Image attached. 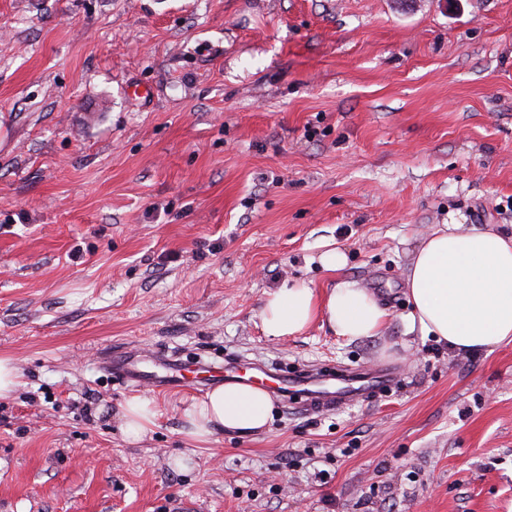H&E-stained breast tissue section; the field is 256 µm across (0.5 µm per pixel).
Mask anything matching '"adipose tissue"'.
<instances>
[{
	"label": "adipose tissue",
	"mask_w": 512,
	"mask_h": 512,
	"mask_svg": "<svg viewBox=\"0 0 512 512\" xmlns=\"http://www.w3.org/2000/svg\"><path fill=\"white\" fill-rule=\"evenodd\" d=\"M406 286L411 323L449 350L490 351L512 343V236L442 225L415 250ZM387 317L375 295L352 280L339 281L321 298L306 283H285L267 293L260 311L262 329L273 338L301 335L321 318L335 335L355 340L377 335ZM272 411L266 389L237 382L214 387L185 414L191 438L204 442L218 429L240 435L263 430Z\"/></svg>",
	"instance_id": "obj_1"
}]
</instances>
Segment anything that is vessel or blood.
I'll use <instances>...</instances> for the list:
<instances>
[{
	"instance_id": "b4317fda",
	"label": "vessel or blood",
	"mask_w": 512,
	"mask_h": 512,
	"mask_svg": "<svg viewBox=\"0 0 512 512\" xmlns=\"http://www.w3.org/2000/svg\"><path fill=\"white\" fill-rule=\"evenodd\" d=\"M104 364L136 389L185 388L191 384L188 369L180 360L165 356L149 358L133 348L113 352ZM200 369L204 374L202 384L206 387L242 379L238 365L232 363L221 366L204 363ZM393 377V370L386 367L367 372L358 369H346L338 374L278 371L273 375L275 393L287 399H297L306 412L332 410L376 396L390 385Z\"/></svg>"
}]
</instances>
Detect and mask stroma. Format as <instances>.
<instances>
[{"label": "stroma", "mask_w": 512, "mask_h": 512, "mask_svg": "<svg viewBox=\"0 0 512 512\" xmlns=\"http://www.w3.org/2000/svg\"><path fill=\"white\" fill-rule=\"evenodd\" d=\"M440 224L512 235V0H0V512H512V343L409 327ZM343 279L378 335H264L268 292ZM127 346L398 378L199 443L202 392L131 390ZM123 417V435L129 440L138 441L146 434L149 427L154 424L157 411L151 401L134 398L126 404Z\"/></svg>", "instance_id": "1"}]
</instances>
